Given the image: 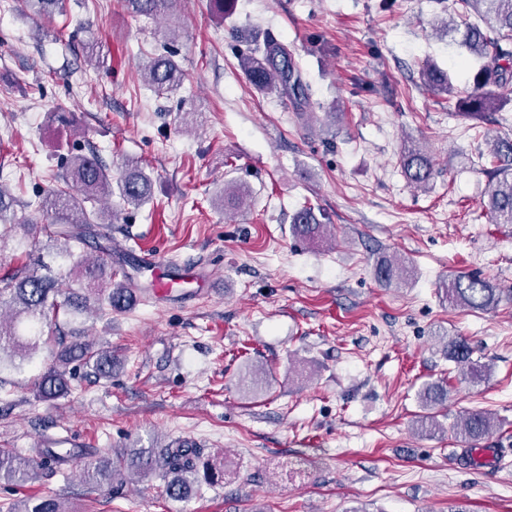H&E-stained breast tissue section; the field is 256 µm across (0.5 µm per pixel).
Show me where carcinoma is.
Wrapping results in <instances>:
<instances>
[{"instance_id":"obj_1","label":"carcinoma","mask_w":512,"mask_h":512,"mask_svg":"<svg viewBox=\"0 0 512 512\" xmlns=\"http://www.w3.org/2000/svg\"><path fill=\"white\" fill-rule=\"evenodd\" d=\"M31 15L52 18L66 12V0H24ZM175 0H121L132 14L154 20L170 12ZM467 13L474 11L479 23L465 26L460 48L474 60L471 73L473 91L465 98L458 96L448 71L434 62L421 72L422 84L428 90L455 101V106L467 114L498 111L502 105L501 89L512 85V0H456ZM174 52L162 47L143 72L144 81L156 92L171 94L183 84L184 74L173 59ZM239 65L250 86L258 93L282 91L294 100L301 112L309 105V85L288 45L273 33L265 35L258 46L239 54ZM493 168L489 171L487 207L497 224H512V137H499L490 151ZM400 165L408 182L426 187L434 175V164L428 152L413 145L402 151ZM117 189L122 203L139 208L152 199V179L138 162H128ZM113 194L108 169L95 155H76L67 161L59 185L38 202L41 209L61 212L59 224L46 229V237L59 246L60 254L73 260L76 287L63 294L58 281L50 274L25 267L15 268L0 276V371L4 358L18 369L16 359H29L42 348L57 351V362L33 379L37 396L43 401H55L70 396L77 368H86L88 379L99 381L112 377V351L93 341L81 339V333L58 331L45 336L40 326L58 321L60 315H77L89 308L90 301L98 303L97 310L121 311L131 303V291L122 281L126 272L112 269V262L100 255L93 260L75 257V249L87 241L90 229L96 224H110L117 213L108 214L97 203ZM243 194L235 182L224 186V210L234 208ZM19 200L0 185V249L12 238L18 245L33 246L26 236L28 220L18 217ZM293 233L312 241L323 242L328 224L324 215L315 213L309 205L302 206L292 218ZM373 275L382 286H400L413 276V265L404 258L383 254L374 262ZM443 300L453 306L473 311L494 308L503 290L492 280L459 272L439 283ZM448 358L465 368L463 379L476 382L488 371V366L471 359L468 343L456 338L449 344ZM448 390L440 384L426 386L419 399L427 413L416 420L417 430L433 435L443 430L432 410L446 402ZM495 427L494 418L482 411H466L451 425L455 435L472 446L489 436ZM71 453L62 448H37L33 456H22L11 448H0V481L24 486L37 478L46 463L57 467L70 462ZM136 475L148 479L158 475L163 480L167 498L185 501L203 483L213 485L224 481V463H216L193 448H140L127 455L118 450L83 465V476L89 483L101 485V480L115 486L126 484ZM14 512H69L57 497L41 499L34 506L20 500Z\"/></svg>"}]
</instances>
